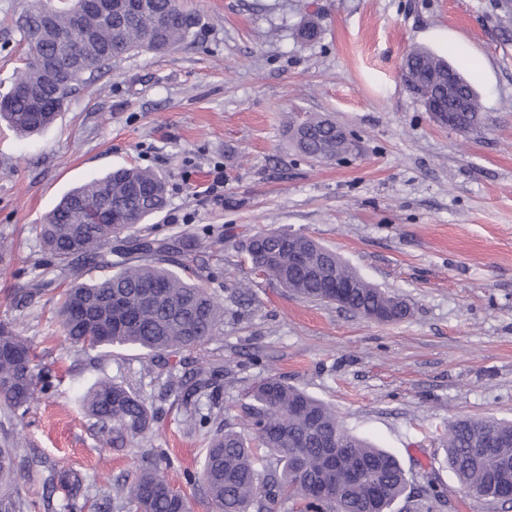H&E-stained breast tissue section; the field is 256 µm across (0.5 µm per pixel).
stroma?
<instances>
[{
    "mask_svg": "<svg viewBox=\"0 0 512 512\" xmlns=\"http://www.w3.org/2000/svg\"><path fill=\"white\" fill-rule=\"evenodd\" d=\"M199 17L192 44L130 54L77 90L56 122L19 137L0 122V321H16L51 377L54 397L7 418L20 454L86 476L83 512H122L109 482L133 479L144 451L186 489L208 438L187 433L165 400L168 375L206 359L224 371L225 424L241 428L246 392L271 374L335 408L351 433L393 452L408 485L392 512H503L460 490L442 446L461 416L512 420V0H180ZM24 0H0V93L27 45ZM321 29L302 42V16ZM422 46L447 59L480 95L473 138L438 125L408 91L401 64ZM324 115L358 140L355 156L315 162L288 142L290 122ZM117 166L148 168L168 188L164 210L134 233L169 238L224 303L220 332L200 353L151 356L131 348L95 355L68 347L55 315L63 283L26 291L38 235L71 188ZM224 186L199 191L207 171ZM313 237L411 315L370 322L338 305L297 298L252 274L241 250L260 229ZM220 236L222 250L200 239ZM159 406L149 438L118 453L79 405L99 377ZM48 467L20 482L35 512H63Z\"/></svg>",
    "mask_w": 512,
    "mask_h": 512,
    "instance_id": "stroma-1",
    "label": "stroma"
}]
</instances>
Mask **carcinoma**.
Returning a JSON list of instances; mask_svg holds the SVG:
<instances>
[{
    "mask_svg": "<svg viewBox=\"0 0 512 512\" xmlns=\"http://www.w3.org/2000/svg\"><path fill=\"white\" fill-rule=\"evenodd\" d=\"M78 0H31L18 19L29 52L12 88L0 96V119L17 134H35L55 120L77 87L130 52H162L188 43L195 17L178 0H148L117 25L95 13L84 26L96 37L77 55L53 37V30L71 29ZM417 80L438 90L448 61L424 49L411 50ZM454 96L481 111L480 98L456 73ZM322 116L309 125H295L294 147L323 161L350 154L336 141ZM167 204L165 179L136 166H121L66 194L39 225L42 247L55 260V270L68 279L59 303L65 341L88 352L134 347L148 353L178 348L196 350L210 341L224 323V304L204 284L183 276L187 265L180 248L167 239L120 237L133 224L161 212ZM304 258L288 250V233L263 230L244 245L252 273L310 301L336 299L328 285L350 284L343 307L361 316L389 310L406 317V304L396 295L367 282L336 253L316 241L297 236ZM31 342L13 322L0 323V402L23 417L52 382L37 369ZM220 370L198 367L187 375L169 376L168 390L186 412L191 430L216 425L200 470L188 483L205 493L215 512H276L282 500L302 502L308 512H390L407 482L399 460L389 451L352 435L327 403L272 375L255 384L244 405L249 434L217 424L219 414L199 407L201 396L220 391ZM80 407L93 420L96 433L124 448L150 430L146 400L111 378H101L82 395ZM512 435V421L458 418L448 427V468L461 489L493 504H512L501 489V471H512V442L478 457L472 449L491 436ZM9 442L0 448V512H31L35 503L19 493L21 471ZM52 486L68 490L65 512H82L80 491L85 477L59 470ZM165 478L158 461H147L131 481L109 485L108 494L127 512H189V499Z\"/></svg>",
    "mask_w": 512,
    "mask_h": 512,
    "instance_id": "1",
    "label": "carcinoma"
}]
</instances>
